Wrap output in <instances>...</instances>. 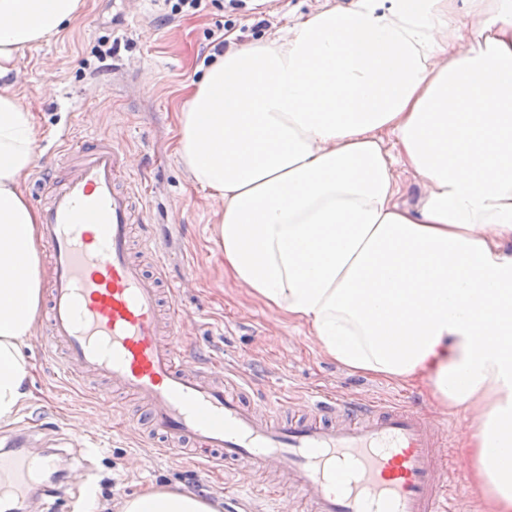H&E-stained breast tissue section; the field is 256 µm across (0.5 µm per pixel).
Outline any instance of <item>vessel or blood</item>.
Segmentation results:
<instances>
[{
	"instance_id": "vessel-or-blood-1",
	"label": "vessel or blood",
	"mask_w": 512,
	"mask_h": 512,
	"mask_svg": "<svg viewBox=\"0 0 512 512\" xmlns=\"http://www.w3.org/2000/svg\"><path fill=\"white\" fill-rule=\"evenodd\" d=\"M65 177L41 182L42 239L53 269L43 345L76 383L129 398L133 424L165 449L275 474L265 498L296 512H460L448 446L436 422L396 402L314 399L250 403L246 386L215 381L177 340L179 285L150 210L128 184L119 141L80 139ZM25 449L0 455V495L25 493L40 470Z\"/></svg>"
}]
</instances>
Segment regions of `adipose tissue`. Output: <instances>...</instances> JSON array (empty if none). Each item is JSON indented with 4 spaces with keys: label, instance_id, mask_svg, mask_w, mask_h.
I'll return each instance as SVG.
<instances>
[{
    "label": "adipose tissue",
    "instance_id": "ef3b65f1",
    "mask_svg": "<svg viewBox=\"0 0 512 512\" xmlns=\"http://www.w3.org/2000/svg\"><path fill=\"white\" fill-rule=\"evenodd\" d=\"M353 0L227 50L178 115L177 153L221 201L224 270L345 369L478 408L479 512H512V0ZM84 0H0V424L28 397L40 217L32 112L7 78ZM427 185L401 202L396 167ZM121 512H215L150 487Z\"/></svg>",
    "mask_w": 512,
    "mask_h": 512
}]
</instances>
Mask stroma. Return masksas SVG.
Returning <instances> with one entry per match:
<instances>
[{
	"instance_id": "stroma-1",
	"label": "stroma",
	"mask_w": 512,
	"mask_h": 512,
	"mask_svg": "<svg viewBox=\"0 0 512 512\" xmlns=\"http://www.w3.org/2000/svg\"><path fill=\"white\" fill-rule=\"evenodd\" d=\"M352 0H248L236 13L207 6L194 17L163 24L162 0H85L80 16L50 42L21 53L12 76L22 103L37 127L35 161L24 181L32 207H39L37 180L50 160L62 158L69 143L108 134L123 143L127 160L146 189L155 224L171 230L168 282L184 280L178 302L185 312L180 343L214 356V378L241 373L252 385V399L272 393L288 396L295 409L321 393L341 398H396L439 422L438 434L451 446L461 470L457 495L462 512L476 502L467 476L472 461L464 447L472 413L450 412L432 404L426 385L403 387L351 373L325 358L308 330L267 309L224 273V256L210 240L216 203L192 182L176 152L177 114L189 90L202 77L212 52L209 33L226 21L247 26V40L292 27L323 6L348 7ZM265 12L268 24L251 27ZM119 52L99 64L102 40ZM43 327H36L26 354L33 366L29 397L9 424H0V449L25 436L30 456L58 452L67 473L61 491L23 500L21 512H70L72 502H106L119 512L124 498L151 485H167L208 499L218 512H259L249 491L264 485L248 469L227 475L223 466H202L144 447L142 432L128 421L126 400H106L68 385L61 361L42 351Z\"/></svg>"
}]
</instances>
